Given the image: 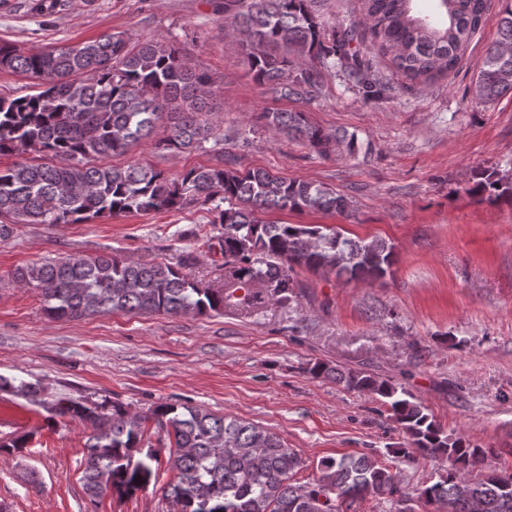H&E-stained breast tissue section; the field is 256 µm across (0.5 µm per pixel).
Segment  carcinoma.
Listing matches in <instances>:
<instances>
[{"label":"carcinoma","mask_w":512,"mask_h":512,"mask_svg":"<svg viewBox=\"0 0 512 512\" xmlns=\"http://www.w3.org/2000/svg\"><path fill=\"white\" fill-rule=\"evenodd\" d=\"M322 0H224V22L243 36L256 81L274 95L311 102L323 94L325 72L340 68L361 83L365 97L384 98L388 87L370 74L352 23L327 25ZM415 0H364L363 23L373 45L390 57L396 72L428 84L455 69L484 23L488 0H436L439 18L414 11ZM0 70L33 79L11 98L0 97V156L28 151L45 163L16 162L0 169V238L15 224H78L93 218L210 206L222 233L208 237L219 249L232 281L198 279L155 258L135 261L110 253L69 255L20 268L14 280L37 291L49 317L79 320L125 312L136 315L221 314L233 304L257 308L288 300L300 287L295 268L325 272L348 281L386 276L394 247L379 239L347 238L312 224H270L257 217L270 210L343 213L347 198L323 184L288 180L263 168L233 166L191 169L170 178L152 168L104 166L162 125L165 150L202 149L208 142L224 152V138L207 116L217 112L210 78L196 72L175 42L164 37L130 44L122 33H106L73 46L23 54L0 44ZM473 98L491 103L512 95V0H502L498 37L488 47L473 86ZM259 119L276 134L306 143L328 157L338 137L312 124L302 111L265 110ZM469 193L488 200L512 199V178L497 170L478 172ZM316 378L384 399L391 419L410 441L392 454L409 460L442 459L446 474L415 489L431 512H512V473L486 469L487 450L452 438L427 408L402 386L363 369H339L316 361ZM25 392L0 375V392ZM91 429L83 463V488L90 500L131 497L144 490L158 462L140 443L146 422L164 433L167 463L175 472L165 495L178 512H350L368 496H403L397 476L366 454L320 461L312 483L293 481L299 454L271 430L186 403L156 406L151 414L130 413L122 404H86L68 398L52 407Z\"/></svg>","instance_id":"1"}]
</instances>
